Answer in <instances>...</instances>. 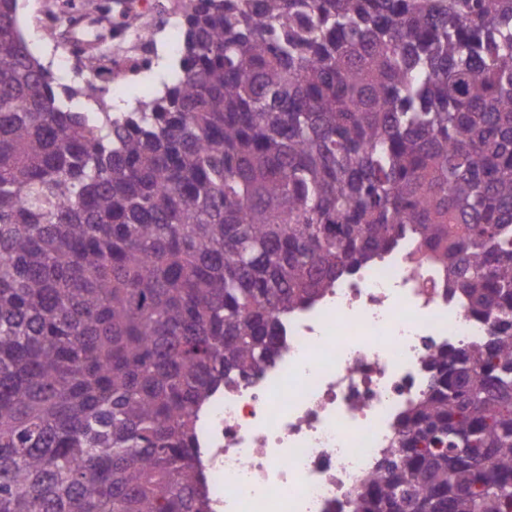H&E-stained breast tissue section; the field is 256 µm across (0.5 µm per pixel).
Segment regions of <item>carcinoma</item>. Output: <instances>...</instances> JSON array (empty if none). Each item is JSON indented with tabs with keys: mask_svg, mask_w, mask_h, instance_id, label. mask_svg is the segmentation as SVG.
<instances>
[{
	"mask_svg": "<svg viewBox=\"0 0 512 512\" xmlns=\"http://www.w3.org/2000/svg\"><path fill=\"white\" fill-rule=\"evenodd\" d=\"M16 2L0 512H208L211 395L406 231L489 336L430 359L353 512H512V0H183L179 80L124 112L40 63Z\"/></svg>",
	"mask_w": 512,
	"mask_h": 512,
	"instance_id": "cac0c4a2",
	"label": "carcinoma"
}]
</instances>
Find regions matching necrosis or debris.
Listing matches in <instances>:
<instances>
[{
  "label": "necrosis or debris",
  "mask_w": 512,
  "mask_h": 512,
  "mask_svg": "<svg viewBox=\"0 0 512 512\" xmlns=\"http://www.w3.org/2000/svg\"><path fill=\"white\" fill-rule=\"evenodd\" d=\"M282 326L283 348L200 415L210 512H351L426 393L430 357L487 334L411 233Z\"/></svg>",
  "instance_id": "obj_1"
}]
</instances>
